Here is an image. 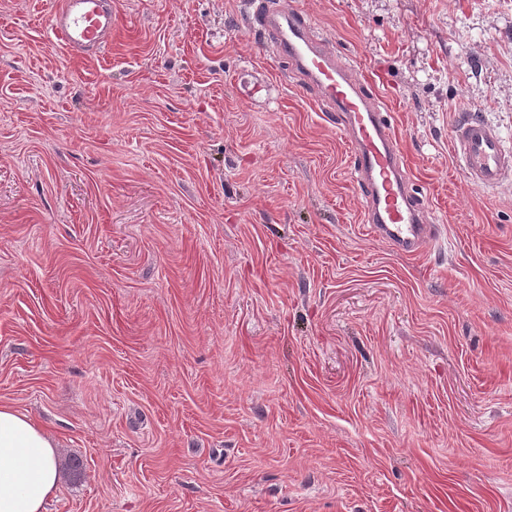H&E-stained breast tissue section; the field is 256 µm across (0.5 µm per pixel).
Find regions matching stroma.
I'll return each mask as SVG.
<instances>
[{
  "label": "stroma",
  "mask_w": 512,
  "mask_h": 512,
  "mask_svg": "<svg viewBox=\"0 0 512 512\" xmlns=\"http://www.w3.org/2000/svg\"><path fill=\"white\" fill-rule=\"evenodd\" d=\"M0 0V404L57 439L46 512H512V0H276L389 109L441 244L370 237L349 146L247 0ZM277 82L244 97L239 71ZM105 0H64L53 15V36L67 49L96 52L112 39V10ZM451 148L469 179L492 189L512 175V151L498 131L472 113H462L453 126Z\"/></svg>",
  "instance_id": "stroma-1"
}]
</instances>
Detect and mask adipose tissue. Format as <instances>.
Instances as JSON below:
<instances>
[{
    "label": "adipose tissue",
    "instance_id": "obj_1",
    "mask_svg": "<svg viewBox=\"0 0 512 512\" xmlns=\"http://www.w3.org/2000/svg\"><path fill=\"white\" fill-rule=\"evenodd\" d=\"M58 484L53 438L29 415L0 404V512H45Z\"/></svg>",
    "mask_w": 512,
    "mask_h": 512
}]
</instances>
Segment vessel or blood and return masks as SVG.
Returning a JSON list of instances; mask_svg holds the SVG:
<instances>
[{"instance_id": "1", "label": "vessel or blood", "mask_w": 512, "mask_h": 512, "mask_svg": "<svg viewBox=\"0 0 512 512\" xmlns=\"http://www.w3.org/2000/svg\"><path fill=\"white\" fill-rule=\"evenodd\" d=\"M252 7L258 28L271 38L272 52L288 58L302 86L335 113L346 132L368 234L408 256L434 247L439 227L430 223L423 198L410 191L407 162L381 100L366 93L355 68L316 35L299 10L272 7L264 0H254ZM51 31L67 49L95 52L112 38V11L104 0H63ZM451 148L469 179L483 188H495L512 176V151L475 114L458 116Z\"/></svg>"}]
</instances>
